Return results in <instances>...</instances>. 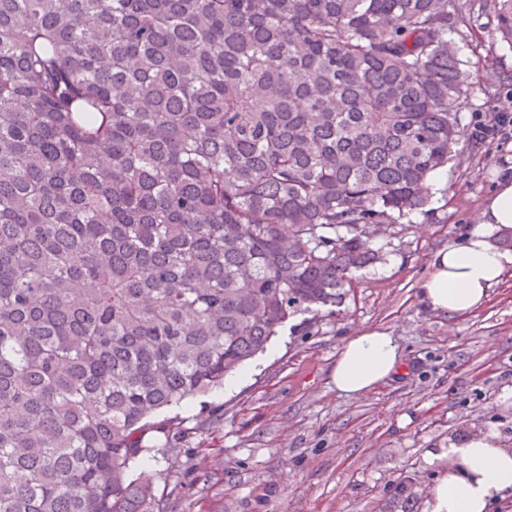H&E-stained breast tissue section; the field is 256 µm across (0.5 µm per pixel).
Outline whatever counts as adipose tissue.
Wrapping results in <instances>:
<instances>
[{
    "mask_svg": "<svg viewBox=\"0 0 512 512\" xmlns=\"http://www.w3.org/2000/svg\"><path fill=\"white\" fill-rule=\"evenodd\" d=\"M512 174H503L481 205L478 219L461 236L439 248L419 284L424 309L453 317L481 307L489 289L512 269ZM402 349L383 328L349 337L330 370L339 394L358 397L396 377L403 369ZM429 465L438 468L426 512H488L493 498L512 490V451L496 446L490 434L474 432L429 449Z\"/></svg>",
    "mask_w": 512,
    "mask_h": 512,
    "instance_id": "obj_1",
    "label": "adipose tissue"
}]
</instances>
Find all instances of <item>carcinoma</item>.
<instances>
[{
  "mask_svg": "<svg viewBox=\"0 0 512 512\" xmlns=\"http://www.w3.org/2000/svg\"><path fill=\"white\" fill-rule=\"evenodd\" d=\"M472 0H0V512H163L147 433L424 210ZM512 40V0H495Z\"/></svg>",
  "mask_w": 512,
  "mask_h": 512,
  "instance_id": "1",
  "label": "carcinoma"
}]
</instances>
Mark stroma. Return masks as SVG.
<instances>
[{
  "mask_svg": "<svg viewBox=\"0 0 512 512\" xmlns=\"http://www.w3.org/2000/svg\"><path fill=\"white\" fill-rule=\"evenodd\" d=\"M459 53L475 87L460 114L512 111V44L476 0ZM438 170L432 199L379 240L384 258L360 272L332 314H302L223 387L179 408L181 431L156 435L141 465L156 475L165 512H402L392 498L416 479L415 512L435 482L429 448L488 430L512 448V269L482 309L447 317L423 310L418 286L433 253L456 239L512 166V139H470ZM382 327L396 336L406 370L360 397L338 395L328 372L343 341ZM409 415L399 425L400 415Z\"/></svg>",
  "mask_w": 512,
  "mask_h": 512,
  "instance_id": "1",
  "label": "stroma"
}]
</instances>
